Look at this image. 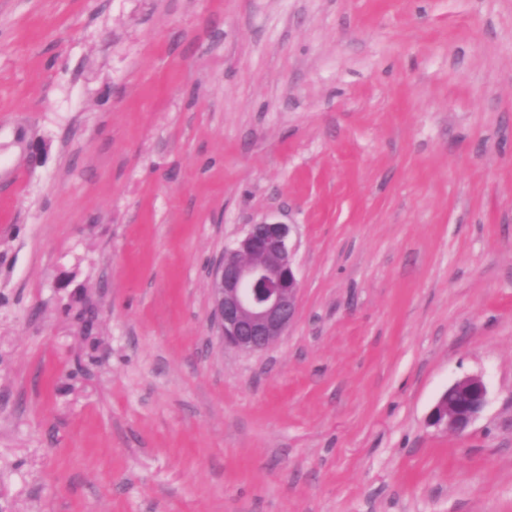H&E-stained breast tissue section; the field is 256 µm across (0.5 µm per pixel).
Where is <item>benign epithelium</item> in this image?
Here are the masks:
<instances>
[{
	"label": "benign epithelium",
	"instance_id": "benign-epithelium-1",
	"mask_svg": "<svg viewBox=\"0 0 512 512\" xmlns=\"http://www.w3.org/2000/svg\"><path fill=\"white\" fill-rule=\"evenodd\" d=\"M289 237L288 224H250L213 264L212 325L223 344L245 354L260 353L285 335L295 320L301 283ZM487 402L484 380L464 377L441 395L430 424L463 432L481 416Z\"/></svg>",
	"mask_w": 512,
	"mask_h": 512
}]
</instances>
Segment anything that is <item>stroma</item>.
Instances as JSON below:
<instances>
[{"label": "stroma", "mask_w": 512, "mask_h": 512, "mask_svg": "<svg viewBox=\"0 0 512 512\" xmlns=\"http://www.w3.org/2000/svg\"><path fill=\"white\" fill-rule=\"evenodd\" d=\"M0 512H512V0H0ZM289 237L288 224H249L213 264L211 322L224 345L245 354L263 352L295 320L301 283ZM488 402V389L480 376L464 377L441 395L429 421L447 431L463 432L483 413Z\"/></svg>", "instance_id": "1"}]
</instances>
